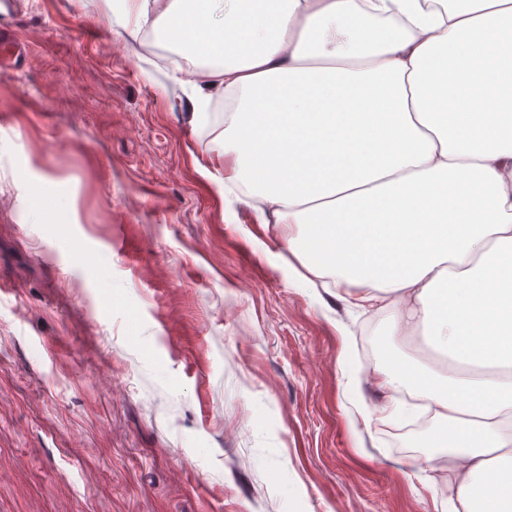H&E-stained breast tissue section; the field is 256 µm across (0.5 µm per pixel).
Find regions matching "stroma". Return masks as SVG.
I'll list each match as a JSON object with an SVG mask.
<instances>
[{"label": "stroma", "instance_id": "stroma-1", "mask_svg": "<svg viewBox=\"0 0 512 512\" xmlns=\"http://www.w3.org/2000/svg\"><path fill=\"white\" fill-rule=\"evenodd\" d=\"M8 24L28 55L0 69V512H448L430 425L357 396L377 341L420 338L297 282L287 225L201 175L180 63L102 0Z\"/></svg>", "mask_w": 512, "mask_h": 512}]
</instances>
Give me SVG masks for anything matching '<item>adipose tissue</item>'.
<instances>
[{
    "instance_id": "adipose-tissue-1",
    "label": "adipose tissue",
    "mask_w": 512,
    "mask_h": 512,
    "mask_svg": "<svg viewBox=\"0 0 512 512\" xmlns=\"http://www.w3.org/2000/svg\"><path fill=\"white\" fill-rule=\"evenodd\" d=\"M190 69L201 174L292 224L303 284L422 339L366 377L448 437V512H512V0H124ZM380 103L388 146L352 174L317 159L362 135L319 93ZM231 102L232 113H218ZM300 104L295 119L278 116Z\"/></svg>"
}]
</instances>
